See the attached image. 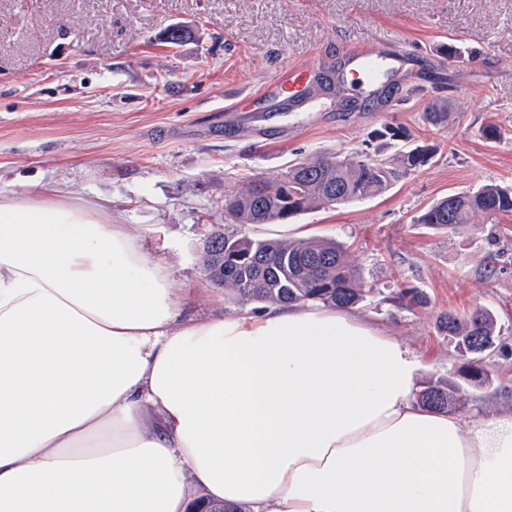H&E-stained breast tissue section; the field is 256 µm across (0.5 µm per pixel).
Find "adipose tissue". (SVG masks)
<instances>
[{"label": "adipose tissue", "instance_id": "adipose-tissue-1", "mask_svg": "<svg viewBox=\"0 0 512 512\" xmlns=\"http://www.w3.org/2000/svg\"><path fill=\"white\" fill-rule=\"evenodd\" d=\"M417 389L353 311L183 322L110 211L0 196V512H512V412Z\"/></svg>", "mask_w": 512, "mask_h": 512}]
</instances>
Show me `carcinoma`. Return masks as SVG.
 Wrapping results in <instances>:
<instances>
[{"label":"carcinoma","instance_id":"1","mask_svg":"<svg viewBox=\"0 0 512 512\" xmlns=\"http://www.w3.org/2000/svg\"><path fill=\"white\" fill-rule=\"evenodd\" d=\"M448 102L431 104L423 119L432 126L448 122ZM435 149L416 146L396 160L325 156L291 165L286 175L257 178L247 187L224 196L228 224H277L311 208L345 204L379 196L401 175L427 166ZM288 185V199L282 187ZM512 214V184L491 183L472 192L450 194L417 217L432 229L452 230L470 224L476 216L488 219ZM212 274L217 285L231 291L241 304H318L349 308L366 297L369 289L358 276L344 248L331 240H259L226 234L217 229L213 239ZM397 299L422 306L426 295L417 288L399 289ZM443 331L463 365L459 374L473 387L488 382L482 360L496 344L497 321L493 313L477 307L465 314L452 311L440 317ZM459 383H426L417 402L427 408L452 411L463 406Z\"/></svg>","mask_w":512,"mask_h":512}]
</instances>
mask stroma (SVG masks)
Segmentation results:
<instances>
[{
  "label": "stroma",
  "instance_id": "stroma-1",
  "mask_svg": "<svg viewBox=\"0 0 512 512\" xmlns=\"http://www.w3.org/2000/svg\"><path fill=\"white\" fill-rule=\"evenodd\" d=\"M174 25L192 38L162 44ZM361 47L406 51L410 96L358 112L326 97L301 112L253 111L271 74ZM239 98L244 110L230 111ZM439 98L451 117L433 127L422 112ZM489 122L512 129V0H0V194L111 207L166 268L182 320L264 310L236 303L201 266L225 195L246 180L323 154L392 159L436 147L384 195L292 221L301 238L346 246L373 290L356 313L414 355L420 382L460 366L441 313L494 314L490 381L466 388L460 411L469 423L512 410V215L449 232L417 218L449 194L512 183V139H483ZM401 284L428 304L395 303Z\"/></svg>",
  "mask_w": 512,
  "mask_h": 512
}]
</instances>
